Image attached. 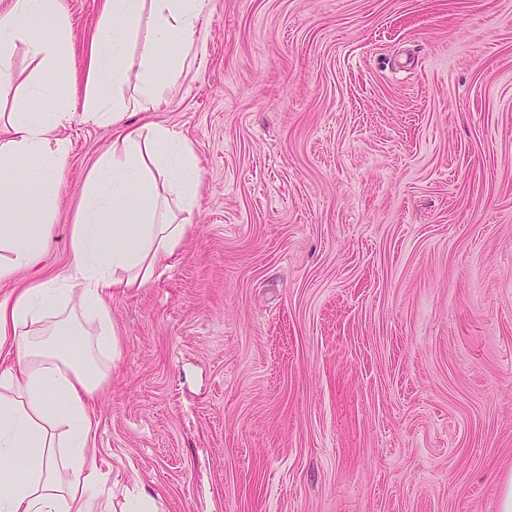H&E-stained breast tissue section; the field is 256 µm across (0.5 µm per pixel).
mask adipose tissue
Segmentation results:
<instances>
[{
    "instance_id": "1",
    "label": "adipose tissue",
    "mask_w": 512,
    "mask_h": 512,
    "mask_svg": "<svg viewBox=\"0 0 512 512\" xmlns=\"http://www.w3.org/2000/svg\"><path fill=\"white\" fill-rule=\"evenodd\" d=\"M210 0H104L86 50L84 116L116 138L89 171L72 226L71 284L48 280L0 297V512H112L99 490L100 466L89 446V407L121 356L104 297L138 289L166 265L191 231L201 188L198 159L174 128L133 125L129 109L157 111L182 84L184 61L201 50L199 19ZM51 21L56 34L37 36ZM172 48L164 78L159 46ZM70 46L63 0H12L0 14V88L13 86V60L25 49L32 76L10 111L0 113V281L35 269L48 213L61 186L73 120L68 93L47 81ZM136 77L135 95L123 89ZM37 174L43 214L9 193L14 178ZM22 468H15L16 456Z\"/></svg>"
}]
</instances>
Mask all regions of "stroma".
<instances>
[{"label": "stroma", "instance_id": "stroma-1", "mask_svg": "<svg viewBox=\"0 0 512 512\" xmlns=\"http://www.w3.org/2000/svg\"><path fill=\"white\" fill-rule=\"evenodd\" d=\"M163 110L190 237L105 296V485L164 512H503L512 483V0H214ZM103 0H65L83 87ZM42 279L111 128L70 100Z\"/></svg>", "mask_w": 512, "mask_h": 512}]
</instances>
